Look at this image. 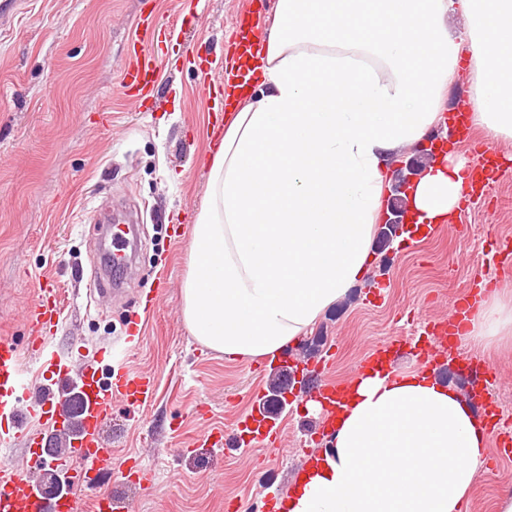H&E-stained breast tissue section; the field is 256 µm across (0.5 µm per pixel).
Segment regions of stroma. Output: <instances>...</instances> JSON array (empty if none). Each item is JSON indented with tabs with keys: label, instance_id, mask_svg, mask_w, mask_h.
I'll use <instances>...</instances> for the list:
<instances>
[{
	"label": "stroma",
	"instance_id": "35a3bbf8",
	"mask_svg": "<svg viewBox=\"0 0 512 512\" xmlns=\"http://www.w3.org/2000/svg\"><path fill=\"white\" fill-rule=\"evenodd\" d=\"M276 0H0V336L23 342V311L36 279L59 289L63 320L51 341L54 358L93 359L155 376L158 393L146 409L116 406L108 434L117 456L142 455L155 470L148 489L115 483L101 470L80 489L92 499L112 489L130 512H224L225 502L276 512L294 472L316 451L318 417L301 402L281 404L262 359L232 360L201 345L182 316L190 234L208 190L207 135L219 102L200 85L193 53L207 57L213 77L237 40L236 21L269 26ZM180 11L184 24L161 32V79L148 108L134 111L121 93L118 64L132 50L141 15ZM495 148L506 163L489 193L465 201L452 223L412 246L376 236L371 281L328 308L288 358H325L324 375L351 380L370 345L390 337L402 345L398 367L415 355L409 336L447 316L460 290L475 282L512 290V267L494 251L512 243V140ZM131 213L138 226L126 292L88 301L99 263V218L107 208ZM169 289L153 311L146 296L157 276ZM140 318V335L127 332ZM262 402L283 425L280 453L244 454L227 445L199 447L209 427L233 433L237 420ZM512 487V460L490 454L466 512H491Z\"/></svg>",
	"mask_w": 512,
	"mask_h": 512
}]
</instances>
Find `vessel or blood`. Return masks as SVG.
I'll return each mask as SVG.
<instances>
[{
  "mask_svg": "<svg viewBox=\"0 0 512 512\" xmlns=\"http://www.w3.org/2000/svg\"><path fill=\"white\" fill-rule=\"evenodd\" d=\"M239 40L233 55L224 65L221 84L245 81L247 73L242 62L254 54L256 44L252 25L239 22ZM157 62L154 55L133 51L119 64L120 84L126 101L134 108L144 102L158 86ZM500 172L497 151L489 143H480L471 175L472 188L486 189ZM62 316L58 290L52 279L43 277L36 283V296L25 315L30 341L20 346L16 341L0 337V457H7L16 443H23L31 460L51 458L54 465L68 472L72 488L59 496L40 494L32 476L18 468L0 469V512H115L116 500L112 489L100 491L90 506H83L75 493L76 486L87 483L88 475L100 468H109L122 483L148 487L153 471L144 457L135 462L116 457L105 429L112 420V409L123 405L130 409L149 406L156 390L153 376L128 368L100 370L95 365L75 360L49 358L46 352L53 329ZM459 331L455 315L440 320L435 335L427 337L420 350L422 358H433L444 337ZM29 352L40 364V370L50 373L55 387L36 403L41 428H28L16 401L28 385L21 361L22 352ZM307 398L321 400L325 409L323 420H331L339 399L337 387L329 381H318L305 389ZM64 434L67 453L47 455V433ZM281 431L271 423L264 407L245 414L238 423L237 442L246 448H265L277 441Z\"/></svg>",
  "mask_w": 512,
  "mask_h": 512,
  "instance_id": "vessel-or-blood-1",
  "label": "vessel or blood"
}]
</instances>
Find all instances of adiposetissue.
<instances>
[{"label":"adipose tissue","instance_id":"adipose-tissue-1","mask_svg":"<svg viewBox=\"0 0 512 512\" xmlns=\"http://www.w3.org/2000/svg\"><path fill=\"white\" fill-rule=\"evenodd\" d=\"M464 54L472 125L511 139L512 0H277L192 229L182 314L200 344L277 356L366 279L389 162L443 122ZM468 168L454 154L426 168L406 195L414 228L454 215ZM461 340L512 349V295L483 292ZM490 446L432 370L360 377L286 512H465Z\"/></svg>","mask_w":512,"mask_h":512}]
</instances>
